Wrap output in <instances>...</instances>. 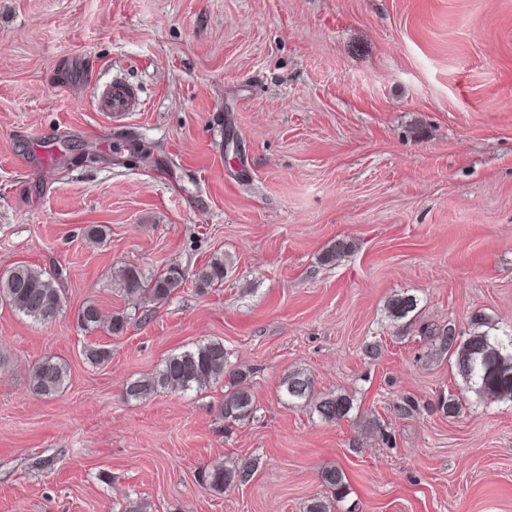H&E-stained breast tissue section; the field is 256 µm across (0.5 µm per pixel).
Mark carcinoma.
<instances>
[{"label":"carcinoma","instance_id":"cac0c4a2","mask_svg":"<svg viewBox=\"0 0 512 512\" xmlns=\"http://www.w3.org/2000/svg\"><path fill=\"white\" fill-rule=\"evenodd\" d=\"M351 249L350 242L338 239L326 251L323 260L332 263ZM228 270L224 257L216 255L195 270L194 285L201 289L219 286ZM59 279L60 273L56 271L49 273L23 264L14 266L0 273V300L35 322H51L63 312L66 303ZM119 280L126 295L161 301L184 287L187 278L177 265L150 278L138 267L127 266L120 271ZM414 307V299L410 296L397 297L389 303L395 318L405 317ZM77 323L86 332L97 330L102 323L98 307L93 304L84 306L78 312ZM454 331L455 328L448 325L428 333L434 350L454 359L458 375L475 393L512 400V336L505 340L497 339L475 329L462 339L452 335ZM83 355L90 365L101 366L109 361L111 352L105 347L88 345ZM67 378V364L47 357L33 367L30 387L40 396L52 397L65 388ZM224 379L228 390L219 407L224 421L232 424L250 418L255 412V402L248 374L231 366L224 342L218 339L201 342L170 355L156 372L128 382L124 396L140 400L161 390H201ZM282 387L291 403L315 400L314 412L324 422L332 423L346 417L353 406L351 396L346 394L313 398V382L302 371L288 374ZM257 468L256 459L228 466H212L202 472V482L209 491L222 494L248 483ZM320 481L325 495L311 499L306 505V512H334L336 504L348 495L347 478L341 468H324L320 472Z\"/></svg>","mask_w":512,"mask_h":512}]
</instances>
